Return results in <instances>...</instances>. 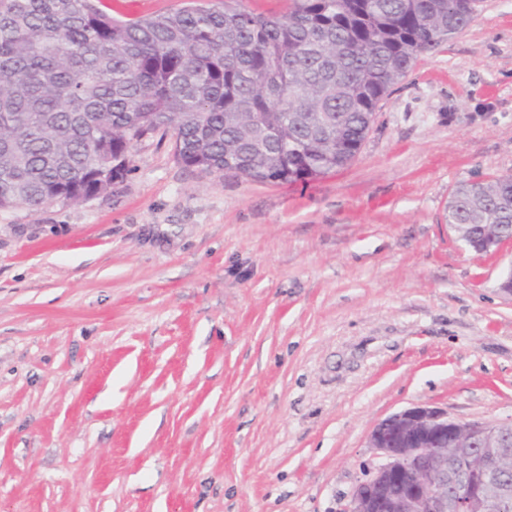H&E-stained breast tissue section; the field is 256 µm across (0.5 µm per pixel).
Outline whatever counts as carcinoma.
<instances>
[{
    "label": "carcinoma",
    "mask_w": 512,
    "mask_h": 512,
    "mask_svg": "<svg viewBox=\"0 0 512 512\" xmlns=\"http://www.w3.org/2000/svg\"><path fill=\"white\" fill-rule=\"evenodd\" d=\"M188 0L118 20L102 0H0V208L112 192L134 144L183 166L307 182L358 154L389 89L463 31L476 0ZM446 223L512 240V175L463 182Z\"/></svg>",
    "instance_id": "carcinoma-1"
}]
</instances>
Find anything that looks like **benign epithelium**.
Returning a JSON list of instances; mask_svg holds the SVG:
<instances>
[{
	"mask_svg": "<svg viewBox=\"0 0 512 512\" xmlns=\"http://www.w3.org/2000/svg\"><path fill=\"white\" fill-rule=\"evenodd\" d=\"M461 431L468 447L450 456L448 441ZM371 441L377 461L354 489L350 512H500L512 500V482L501 475L512 441L500 423L461 422L445 409L417 406L382 421ZM401 481L389 500L367 492Z\"/></svg>",
	"mask_w": 512,
	"mask_h": 512,
	"instance_id": "obj_1",
	"label": "benign epithelium"
}]
</instances>
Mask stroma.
I'll return each instance as SVG.
<instances>
[{
  "label": "stroma",
  "mask_w": 512,
  "mask_h": 512,
  "mask_svg": "<svg viewBox=\"0 0 512 512\" xmlns=\"http://www.w3.org/2000/svg\"><path fill=\"white\" fill-rule=\"evenodd\" d=\"M512 175V0L421 54L339 172L132 150L111 194L0 209V512H346L389 416L512 424V242L445 222Z\"/></svg>",
  "instance_id": "35a3bbf8"
}]
</instances>
